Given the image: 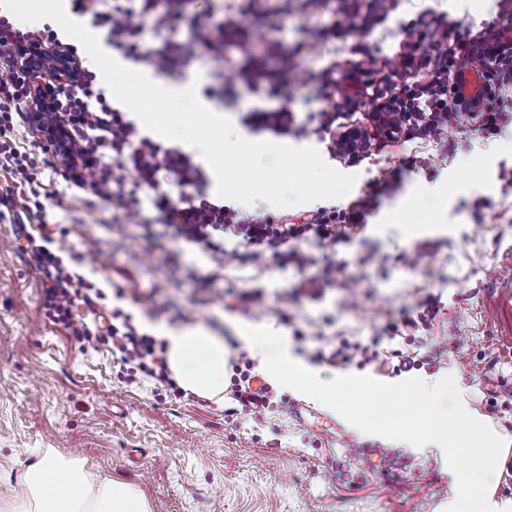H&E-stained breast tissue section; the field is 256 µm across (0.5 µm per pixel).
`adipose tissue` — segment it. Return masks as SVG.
<instances>
[{
    "label": "adipose tissue",
    "instance_id": "adipose-tissue-1",
    "mask_svg": "<svg viewBox=\"0 0 512 512\" xmlns=\"http://www.w3.org/2000/svg\"><path fill=\"white\" fill-rule=\"evenodd\" d=\"M176 383L197 397L223 402L228 355L224 339L202 326L160 329ZM25 493L0 499V512H150L134 485L112 479L90 482L81 459L46 455L24 475Z\"/></svg>",
    "mask_w": 512,
    "mask_h": 512
}]
</instances>
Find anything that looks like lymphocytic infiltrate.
Instances as JSON below:
<instances>
[{
  "mask_svg": "<svg viewBox=\"0 0 512 512\" xmlns=\"http://www.w3.org/2000/svg\"><path fill=\"white\" fill-rule=\"evenodd\" d=\"M79 13L89 15L93 26L108 30L113 48L128 57H146L162 71H172L190 61L197 46L216 47L229 42L237 31L234 14L240 6L230 4L218 26L192 23L191 37L172 38L182 14L176 0H169L163 15H156L158 0H73ZM155 15L156 34L162 35L159 49L150 54L141 51V17ZM447 22L439 16L422 14L406 29L405 52L398 56L397 67L375 87L377 104L370 119L374 134L365 145L378 150L395 144L420 140L448 147L457 135L466 134L461 116L478 122L480 130L495 133L500 114L498 101L512 98V69H492L485 73L487 97L483 105L461 111L454 93L456 59L486 57L482 40L476 39L460 49L442 46L435 32L447 31ZM57 44L53 30H21L0 16V168L15 177L16 187L0 193V205L12 212L17 235L25 239L31 263L43 276V308L47 318L69 330L71 335L90 339L87 324L75 321L79 306L94 307L104 297L79 275L71 274L51 245L49 236L35 237L32 224L45 221V206L33 190L39 167L63 173L64 180L77 187L91 188L94 196L111 201L117 209L136 215L141 210L140 191L152 190L151 203L159 220L172 227L184 241L202 249L218 252L225 238H233L236 248L232 259L258 264L267 253L277 252L288 241L315 239L320 245L347 242V232L361 224L366 206L336 210L320 208L307 213L301 222L290 215L247 216L223 204L211 202L202 190V174L189 154L165 148L140 136L122 112L109 105L103 92L94 88L93 72L79 67L77 74L56 90L54 111L36 114L28 107L32 96L28 80L20 68L16 50L25 44ZM277 58L279 67L271 91L282 95L285 88L297 84L298 75L288 67L276 42H267L253 54L239 77L250 81L264 71L268 58ZM36 138L41 158L31 157L17 147L16 133ZM110 325L100 342L111 345L119 354L128 382L137 375L167 381L164 344L156 337L138 333L130 316L110 312Z\"/></svg>",
  "mask_w": 512,
  "mask_h": 512,
  "instance_id": "obj_1",
  "label": "lymphocytic infiltrate"
}]
</instances>
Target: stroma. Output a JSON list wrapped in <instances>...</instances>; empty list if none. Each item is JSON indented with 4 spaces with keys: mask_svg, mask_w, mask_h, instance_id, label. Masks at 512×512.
I'll return each mask as SVG.
<instances>
[{
    "mask_svg": "<svg viewBox=\"0 0 512 512\" xmlns=\"http://www.w3.org/2000/svg\"><path fill=\"white\" fill-rule=\"evenodd\" d=\"M423 11L443 15L448 42L474 39L495 21L499 0H388L382 26L364 27L350 0H243L235 18L251 47L278 41L304 71L285 102L299 119L328 105L323 69L344 73L352 49L386 70L406 26ZM337 27L344 40L313 39L314 28ZM249 58L235 45L198 50L170 79L194 78L201 94L226 111L235 132L247 112L277 101L235 86ZM498 134L474 131L449 154L409 142L362 161L332 157L323 133L309 131L332 168L356 177L336 208L365 200L363 226L336 249L302 244L309 262L267 257L241 264L176 237L150 205L128 218L102 200L87 206L84 191L58 174L39 180L47 196L41 231L65 263L106 293L110 308L129 314L139 331L203 326L230 343L237 359L242 327H268L289 338L292 352L313 361L316 349L340 339L368 343L383 336L378 360L354 354L349 362L313 361L323 381L347 373L385 382L440 376L456 368L461 397L505 441L491 481L512 498V335L504 333L487 274L512 276L499 266L512 246V100L499 106ZM423 250L413 263L401 254ZM42 276L17 247L9 212L0 213V498L23 493L21 476L38 457L82 458L90 481L114 478L136 485L151 512H440L451 493L433 451L401 448L402 468L385 478L348 451L390 450L381 437L344 419L326 431L301 425L297 407L323 405L273 386L278 404L257 414L174 395L153 379L126 383L107 346L80 341L51 323L41 306ZM303 332L305 342L294 341ZM437 359L424 363L429 350ZM411 364L400 367V359Z\"/></svg>",
    "mask_w": 512,
    "mask_h": 512,
    "instance_id": "35a3bbf8",
    "label": "stroma"
}]
</instances>
